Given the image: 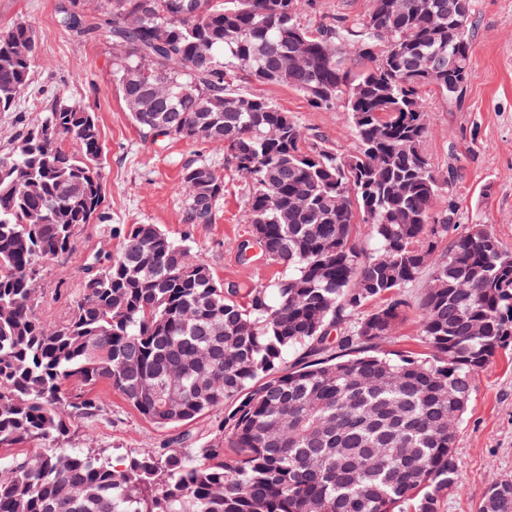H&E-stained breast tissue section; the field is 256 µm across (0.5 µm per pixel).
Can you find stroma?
Wrapping results in <instances>:
<instances>
[{
    "instance_id": "1",
    "label": "stroma",
    "mask_w": 512,
    "mask_h": 512,
    "mask_svg": "<svg viewBox=\"0 0 512 512\" xmlns=\"http://www.w3.org/2000/svg\"><path fill=\"white\" fill-rule=\"evenodd\" d=\"M57 0H0V30L24 21L40 49L20 109L0 112V147L16 136L20 123L38 117L43 98L77 101L96 113L103 146L104 208L109 224L87 225L75 249L50 265L40 281L43 305L65 316L80 293L87 255L117 250L110 228L158 224L173 238H188L218 279L241 289L273 283L280 268L266 258L243 259L240 244L251 240L243 180L224 164V152L208 143L153 141L132 122L112 79L115 54L98 36H79L58 23ZM472 58L467 89L459 99L423 93L427 114L424 147L436 171L449 177L448 199L457 213V232L484 224L512 249V0H472ZM237 88L273 101L308 134L325 136L345 152L354 147L350 116L343 107L312 108L298 92L238 75ZM208 159L224 178V196L210 224L184 221L182 167ZM421 285L408 288L407 319L387 343L390 351L421 354L416 305ZM105 413L81 422L72 446L98 448L113 457L159 448L173 430L140 415L114 391L104 390ZM455 454L462 488L441 498L439 512H476L493 480H512V346L475 374L468 411L458 426Z\"/></svg>"
}]
</instances>
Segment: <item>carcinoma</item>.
<instances>
[{
  "mask_svg": "<svg viewBox=\"0 0 512 512\" xmlns=\"http://www.w3.org/2000/svg\"><path fill=\"white\" fill-rule=\"evenodd\" d=\"M308 2L58 3L63 27L124 42L113 78L144 134L224 148L252 236L285 275L243 292L187 240L133 224L119 252L88 256L68 317L51 318L32 275L106 216L95 113L44 99L0 150V512H438L461 488L453 425L474 374L512 344V251L483 224L439 249L455 212L419 115L422 89L456 99L449 86L468 83L471 0H371L314 32ZM37 53L27 23L0 31V112L16 111ZM232 64L314 108L343 104L355 148L233 89ZM182 185L184 222L213 223L224 178L192 161ZM425 273L429 358L378 353ZM102 385L163 427L224 417L197 448L127 462L64 447L104 412ZM478 512H512V481L491 482Z\"/></svg>",
  "mask_w": 512,
  "mask_h": 512,
  "instance_id": "carcinoma-1",
  "label": "carcinoma"
}]
</instances>
